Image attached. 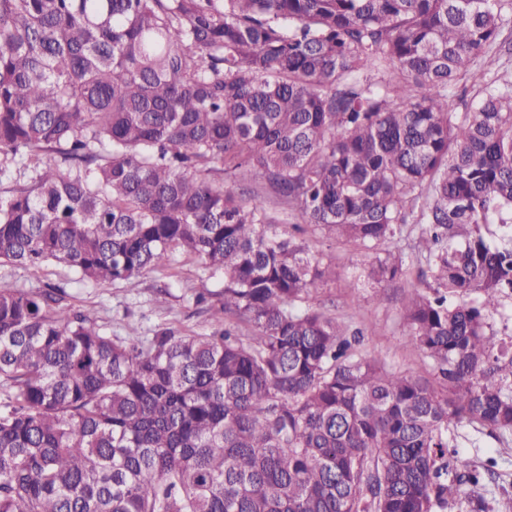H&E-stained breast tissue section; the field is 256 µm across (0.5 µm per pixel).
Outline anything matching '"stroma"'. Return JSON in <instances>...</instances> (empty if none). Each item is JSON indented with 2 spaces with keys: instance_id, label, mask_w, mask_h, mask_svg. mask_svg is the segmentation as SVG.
Returning <instances> with one entry per match:
<instances>
[{
  "instance_id": "35a3bbf8",
  "label": "stroma",
  "mask_w": 512,
  "mask_h": 512,
  "mask_svg": "<svg viewBox=\"0 0 512 512\" xmlns=\"http://www.w3.org/2000/svg\"><path fill=\"white\" fill-rule=\"evenodd\" d=\"M235 190L243 198L262 200L273 220L271 229L279 235H287L300 221L271 190L256 188L247 180L238 181ZM419 231V225H406L403 238L396 244L406 259L405 274L375 286L367 282L374 251L311 230L306 231L305 239L311 254L333 269L329 278L315 282L311 293L327 317L348 331L362 332L357 353L379 360L389 370L428 377L433 373L432 362L410 347L403 310L405 294L428 270L426 261L413 250ZM0 276L31 290L46 286L64 289L65 304L95 310L107 330L120 336L130 325L145 334L168 326L209 331L207 307L224 289L222 273L178 251L153 270L103 287L80 282L67 267L56 264L37 269L2 266ZM199 295L205 296V303H196ZM456 445L460 454L485 471L479 493L489 512H512V436H479L471 427L462 426L456 432Z\"/></svg>"
}]
</instances>
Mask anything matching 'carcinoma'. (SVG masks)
I'll list each match as a JSON object with an SVG mask.
<instances>
[{
	"label": "carcinoma",
	"instance_id": "1",
	"mask_svg": "<svg viewBox=\"0 0 512 512\" xmlns=\"http://www.w3.org/2000/svg\"><path fill=\"white\" fill-rule=\"evenodd\" d=\"M510 22L512 0H0V174L31 172L0 194V264L224 273L211 332L150 336L0 278V512H485L454 430L512 433V72L463 112L452 89ZM239 177L383 248L375 282L419 210L432 283L404 315L438 385L355 353L310 297L328 268Z\"/></svg>",
	"mask_w": 512,
	"mask_h": 512
}]
</instances>
